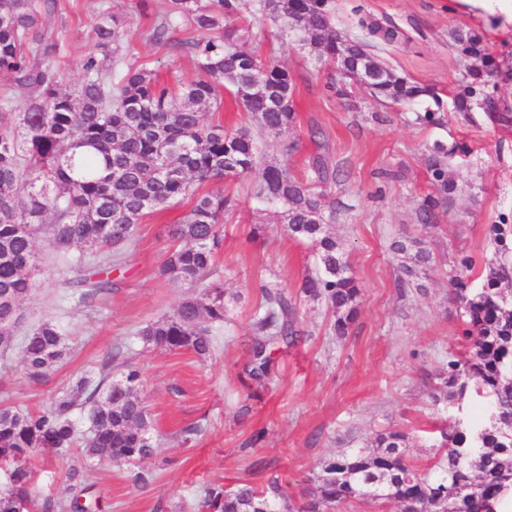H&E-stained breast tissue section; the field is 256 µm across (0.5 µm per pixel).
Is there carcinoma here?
<instances>
[{
    "label": "carcinoma",
    "instance_id": "obj_1",
    "mask_svg": "<svg viewBox=\"0 0 512 512\" xmlns=\"http://www.w3.org/2000/svg\"><path fill=\"white\" fill-rule=\"evenodd\" d=\"M56 0H0V78L7 94L0 101L18 112L20 132L0 129V350L7 349L9 329L20 319L31 291V270L37 258L38 234L48 228L53 246L67 252L74 246L97 251L117 250L113 268L121 266L118 249L133 243L138 224L179 199L193 201L180 223L173 225V245L160 274L197 291L175 312L139 331L146 346L210 356L211 326L226 319L223 284L215 279V256L222 245L224 214L236 208L232 193L218 188L202 193L209 182L248 176L250 194L258 203L277 209L294 239L314 245L318 269L304 277L301 292L332 312L330 331L343 336L355 320L361 288L343 260L336 240L326 231L325 192L344 171L330 164L319 128L309 129L321 153L303 176L288 164L262 161L261 138L294 129L292 78L274 58L249 47L252 26L270 22L310 43L317 59L328 66L327 89L338 98L356 89L380 102L412 110L415 124L442 125L443 103L428 86L412 81L371 52L391 44L395 28L369 17L358 20L365 33L353 37L333 23L330 0H166L147 31L154 43L169 41L186 22L197 34L178 43L190 55L199 76L184 81L173 75L160 80L155 71L133 66L123 52L120 20L99 11L93 25L98 53L82 63L84 79L77 90L60 88V44L54 34ZM464 60V73L449 92L456 112L478 110L501 123L512 121V107L489 89L490 80L512 78L488 52L472 29L453 33ZM115 79L100 78L104 66ZM371 66L384 72L370 85L353 82L355 68ZM233 94L253 128L224 129L207 124L202 110L220 101V90ZM464 153L459 144L436 140L426 165L435 194L425 198L420 220L432 224L437 209L457 193L449 174L450 160ZM50 224H45L46 217ZM492 240L505 257L512 237L500 224L490 227ZM394 253L403 256L409 285L415 269L432 262L431 250L417 238L396 240ZM512 266L503 261L489 271L481 288L472 291L458 280L455 302L462 310V349L448 357L440 383L432 392L434 405L475 392L489 399L490 413L482 424L455 419L442 434V448L421 469L407 460L408 435L381 433L371 448H354L329 457L313 478L314 492L299 505L279 490L269 495L245 483L236 489L208 488L210 512H338L355 502L395 512H503L512 495ZM85 288L84 298L112 291L110 272L73 282ZM254 336L249 375L270 372V348L295 341V306L277 284L261 288V302L252 317ZM22 363L34 381L44 379L62 363L69 350L57 325L45 322L25 336ZM108 363L128 367L122 379L109 372L93 383L79 379L69 396L23 411L0 405V463L10 466L0 484V512H89L81 501L87 491L85 470L74 465L63 482L81 489L69 505L54 497L37 503L30 497L34 473L30 459L45 448L58 453L77 449L85 460H143L154 451L153 423L133 384L140 372L119 355ZM83 412L87 429L71 419Z\"/></svg>",
    "mask_w": 512,
    "mask_h": 512
}]
</instances>
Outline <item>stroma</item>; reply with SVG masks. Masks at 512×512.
I'll return each mask as SVG.
<instances>
[{"label": "stroma", "instance_id": "obj_1", "mask_svg": "<svg viewBox=\"0 0 512 512\" xmlns=\"http://www.w3.org/2000/svg\"><path fill=\"white\" fill-rule=\"evenodd\" d=\"M331 7L342 31L357 32L362 14L397 28L399 42L378 46L377 55L443 98L459 77L455 30L480 31L499 61L512 67V27L498 29L484 16L457 9L454 0H331ZM101 8L121 20L131 64L164 77L174 72L186 81L196 78L192 58L177 47L193 36L188 25L177 27L169 43L156 44L146 37L150 21L140 14L138 0H58L63 87H77L84 78L82 61L95 50L92 27ZM252 34L255 50L274 56L295 83L298 122L264 142L265 159L289 162L294 174H304L316 152L308 138L314 124L332 162L349 173L328 190L338 205L329 230L362 289L358 317L348 335L330 332L331 312L300 292L304 276L316 268L313 246L289 237L278 217L250 198L244 178L226 186L238 199L237 208L224 215L216 259L228 311L203 360L143 347L138 338L139 329L171 315L188 295L187 288L163 278L160 267L170 245L169 227L180 222L190 201L144 218L117 270L112 254L77 247L63 253L41 235L31 293L11 330V347L0 356V403L34 410L68 393L80 378L98 380L113 353L136 363L141 371L136 391L151 415L158 446L135 466L88 463L97 512H205L208 487L244 483L259 490L275 484L300 500L312 491L311 478L326 457L400 430L409 436L410 460L424 467L442 443L445 419L460 411L488 413L487 401L475 395L457 405L434 406L431 388L463 329L449 300L450 279L459 275L468 288H480L477 271L499 262L490 225L500 218L512 225V127L493 125L482 112L464 115L448 107L442 126L418 128L402 106L367 96H328L323 65L292 34L275 35L270 26L254 27ZM438 139L466 144L469 152L451 168L458 183L452 202L439 210L435 223L425 225L419 209L433 191L425 159ZM293 140L299 149L289 157L285 147ZM385 170L397 171V178H382ZM257 224L264 231L255 239L251 231ZM403 237L424 240L434 256L407 288L398 285L401 258L390 249ZM466 257L475 259L476 272L462 266ZM108 267L114 280L110 294L87 301L70 288V281ZM267 280L294 296L301 336L275 348V369L261 385L246 368L252 316ZM46 321L60 328L70 355L36 382L22 367L21 342ZM79 462V454L52 451L31 459L32 498L65 496L63 472ZM136 468L152 474V482L133 484Z\"/></svg>", "mask_w": 512, "mask_h": 512}]
</instances>
